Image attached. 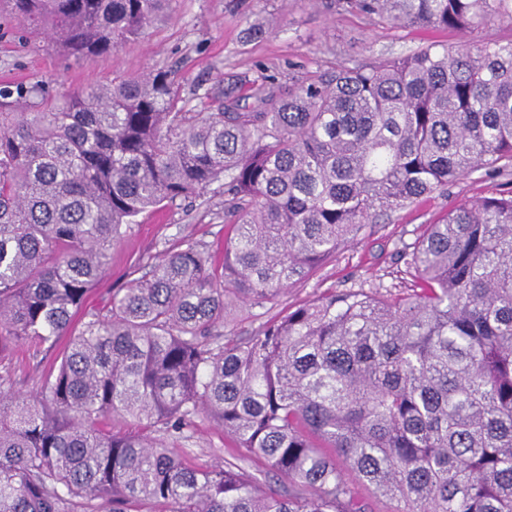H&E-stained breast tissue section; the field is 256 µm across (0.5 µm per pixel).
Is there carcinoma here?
Wrapping results in <instances>:
<instances>
[{"mask_svg":"<svg viewBox=\"0 0 512 512\" xmlns=\"http://www.w3.org/2000/svg\"><path fill=\"white\" fill-rule=\"evenodd\" d=\"M168 2L11 0L76 58L117 50ZM343 4L398 27L512 19V0ZM245 99L227 88L185 112L162 70L58 99L0 86V353L66 338L34 396L0 377V512H367L340 461L397 512H512L511 190L429 225L406 295L335 291L257 336L216 333L228 299L271 302L378 214L512 165V41L432 42ZM221 181L222 259L173 247L74 327L122 228ZM200 414L314 496L188 465L168 439ZM116 415L140 429L112 431Z\"/></svg>","mask_w":512,"mask_h":512,"instance_id":"carcinoma-1","label":"carcinoma"}]
</instances>
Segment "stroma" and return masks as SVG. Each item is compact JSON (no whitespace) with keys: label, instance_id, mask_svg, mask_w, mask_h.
<instances>
[{"label":"stroma","instance_id":"obj_1","mask_svg":"<svg viewBox=\"0 0 512 512\" xmlns=\"http://www.w3.org/2000/svg\"><path fill=\"white\" fill-rule=\"evenodd\" d=\"M264 31L252 34L254 20ZM512 41V20L501 19L462 33L396 27L337 0H171L167 11L145 32L107 55L67 57L38 32L24 29L0 4V83H42L51 93L68 94L111 83L119 73L168 70L182 87L185 109L197 110L207 94L230 84L248 94L285 95L289 89L328 78L340 68L379 63L436 41L451 47L483 41ZM512 190V174L472 172L445 190L388 212L362 235L345 243L308 278L274 301L261 305L233 298L220 331L224 338L258 335L289 307L336 290L406 293L412 281L406 252L428 224L454 205ZM224 191L211 186L193 202L140 214L112 250L110 266L90 290L87 311L106 309L113 292L139 277L146 264L187 242L211 248L232 233L224 222ZM61 348L13 345L0 352V376L17 398L36 392L42 371L61 357ZM189 440L177 452L195 467L229 460L231 441L206 416H198Z\"/></svg>","mask_w":512,"mask_h":512}]
</instances>
